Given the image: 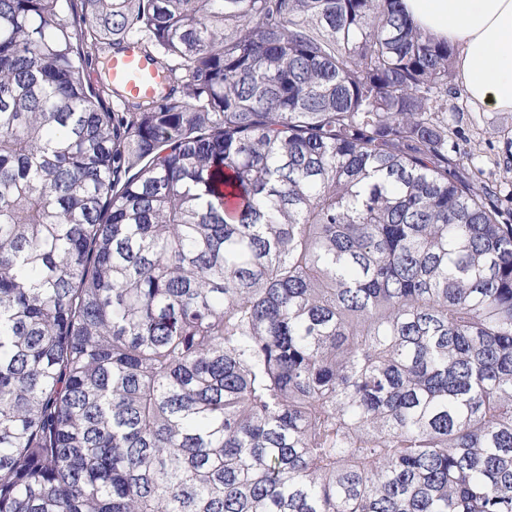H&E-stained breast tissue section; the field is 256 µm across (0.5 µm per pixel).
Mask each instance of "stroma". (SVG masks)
<instances>
[{
	"instance_id": "1",
	"label": "stroma",
	"mask_w": 512,
	"mask_h": 512,
	"mask_svg": "<svg viewBox=\"0 0 512 512\" xmlns=\"http://www.w3.org/2000/svg\"><path fill=\"white\" fill-rule=\"evenodd\" d=\"M448 169L485 187L497 220L512 225V112L473 106L457 75L448 78Z\"/></svg>"
}]
</instances>
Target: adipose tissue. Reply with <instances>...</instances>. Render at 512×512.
Returning <instances> with one entry per match:
<instances>
[{"label":"adipose tissue","mask_w":512,"mask_h":512,"mask_svg":"<svg viewBox=\"0 0 512 512\" xmlns=\"http://www.w3.org/2000/svg\"><path fill=\"white\" fill-rule=\"evenodd\" d=\"M422 32L457 49L458 78L473 104L512 112V0H402Z\"/></svg>","instance_id":"1"}]
</instances>
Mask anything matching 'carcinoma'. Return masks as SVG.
Wrapping results in <instances>:
<instances>
[{
  "label": "carcinoma",
  "mask_w": 512,
  "mask_h": 512,
  "mask_svg": "<svg viewBox=\"0 0 512 512\" xmlns=\"http://www.w3.org/2000/svg\"><path fill=\"white\" fill-rule=\"evenodd\" d=\"M130 42L150 100L94 84ZM400 0H0V512H512V225Z\"/></svg>",
  "instance_id": "obj_1"
}]
</instances>
